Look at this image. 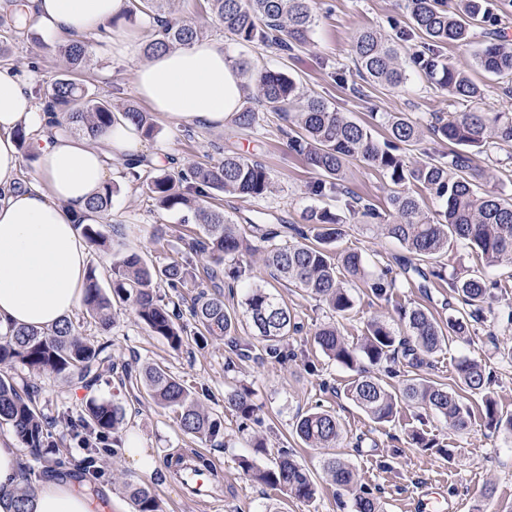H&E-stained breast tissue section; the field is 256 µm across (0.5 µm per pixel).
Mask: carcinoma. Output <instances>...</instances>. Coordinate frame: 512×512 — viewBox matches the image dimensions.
I'll use <instances>...</instances> for the list:
<instances>
[{
    "mask_svg": "<svg viewBox=\"0 0 512 512\" xmlns=\"http://www.w3.org/2000/svg\"><path fill=\"white\" fill-rule=\"evenodd\" d=\"M171 0H131L126 20L133 23L137 16L153 20L152 38L143 51L152 55L159 50L184 46L200 38L195 25L178 19L168 11ZM313 0H206L212 15L238 43L259 44L276 54L290 57L295 47L305 43L314 26ZM408 29L392 43L384 42L372 29L356 33L352 51L359 76L363 80L384 83L397 88L407 81V72L399 63L404 41L417 36L425 52L414 54L413 63L425 70L440 90L452 98L467 102L483 95L481 85L469 74L441 59L434 50L444 45L467 44L476 28L484 22L483 0H467L456 13L448 11L447 0H405ZM65 63L64 73L44 91H36L43 101L47 126L57 125L58 114L67 116L65 131L70 134L96 135L113 123L124 119L133 123L142 136L151 138L156 132L153 116L134 103L115 111L112 104L88 93L75 75L93 61L87 40H71L58 48ZM472 67L488 76L512 77V46L492 38L479 48ZM255 85L259 101L271 112L293 113L289 146L321 177L307 185L314 197H334L344 201L346 209L373 219L381 213L371 204L350 194L340 184L345 165L359 160L376 169L396 186L388 196V215L392 221L383 225L385 233L395 239L407 256L398 264L400 276L411 284L415 278L425 281L437 278L448 281V290L458 298L461 307L448 316L447 324L439 323L432 312L422 306L396 304L403 331H396L385 320L374 319L366 324L363 342L351 346L336 325L327 323L315 333V343L330 359L354 369L359 357L390 375H398L396 365L410 368L402 388L391 391L379 378L360 370L359 375L344 389L345 397L365 412L374 422L392 421L401 405H419L444 418L448 429L461 432L471 421L469 408L461 395L445 384L427 376L432 358L454 340H464L475 327L495 318L494 310L485 307L498 282L477 270L465 275L423 267V262L448 251L453 241L469 250L488 267H512V201L492 192L480 191L487 169L475 163L483 155L496 161L497 150L512 142V114L506 112H450L448 117H435L430 128L439 143L452 148L438 150L419 165L410 166L403 151L420 140V125L406 114L394 112L382 116L386 137L374 136V124L358 121L337 111L322 99L304 97L295 79L281 70L264 69L256 74ZM150 161L144 157L128 163L134 181L146 182L150 198L166 210H193L200 224L196 237L188 243L189 255L163 266H151L137 252L122 255L112 267L108 284H102L96 270L88 271L83 304L87 315L108 329L112 325V308L116 304L133 302L137 317L149 331L165 338L178 351L189 339L204 342L211 338L227 346L233 359L249 357L251 346L236 337V318L224 305L221 293L200 292L190 307L194 329L180 323V314L169 308L158 294L165 284L176 291L193 279L190 255L207 257L205 273L212 287L237 282L241 271L239 258L263 251L266 267L278 282L294 285L318 300L338 316H345L355 306L353 288L361 286L371 295L387 303L393 301L397 276L385 267L376 274L368 270L362 251L344 249L332 251L329 246L340 240L345 231L343 220L325 208H310L305 214L308 232H299L302 241L282 245L275 243L277 233L268 231L258 240L242 233L219 209L204 208L199 200L214 193H232L256 198L264 195L270 181L266 169L259 163L236 153L205 166H195L189 173H157L147 170ZM117 187L108 184L104 192L88 203V212L75 218L90 244L96 248L108 246V238L99 225L110 216L112 196ZM442 203V210L431 218L425 212V196ZM243 305L265 354L285 361L291 354L284 342L301 331L296 315L278 302L268 289L254 285L247 289ZM112 354L109 346L95 344L76 332L69 320L54 330L11 328L0 335V365L8 367L19 362L33 372L49 371L89 384L100 378L109 367ZM460 389L481 396L485 419L490 427L512 432V416L500 415L497 403L490 395L492 379L474 360L463 359L457 365ZM124 385L130 390H145L160 407L174 414L186 435L215 440L224 432L217 414L200 408L184 380L159 365L141 369L124 368ZM40 388L34 383L18 387L12 376L0 373V423L11 426L15 435L40 464L39 473L57 472L60 448L54 437L55 424L49 423L37 408ZM225 403L244 421L258 420L259 408L246 388L230 392ZM87 416L79 426L101 436L112 434V445L120 447L118 438L124 421L123 408L114 403L90 399ZM297 437L312 448H336L342 438L339 421L331 412L318 409L301 416L295 424ZM96 449L90 448L87 459L76 465L87 486L95 484L92 463ZM191 462L197 470L208 474V492L215 490L216 475L206 458L177 455L166 466L170 477L184 480L183 466ZM239 466L245 475L257 483L278 489L302 502H310L317 493L309 472L285 451L275 466L261 468L244 457ZM325 469L338 486L353 489L354 473L350 464L334 455L326 459ZM133 512H163L161 502L145 484L129 487ZM354 512H381L378 499L369 491L358 490L354 495Z\"/></svg>",
    "mask_w": 512,
    "mask_h": 512,
    "instance_id": "carcinoma-1",
    "label": "carcinoma"
}]
</instances>
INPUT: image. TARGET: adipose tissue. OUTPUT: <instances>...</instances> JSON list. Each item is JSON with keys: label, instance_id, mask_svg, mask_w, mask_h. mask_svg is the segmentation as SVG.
I'll return each mask as SVG.
<instances>
[{"label": "adipose tissue", "instance_id": "ef3b65f1", "mask_svg": "<svg viewBox=\"0 0 512 512\" xmlns=\"http://www.w3.org/2000/svg\"><path fill=\"white\" fill-rule=\"evenodd\" d=\"M130 0H28L38 26L60 39L98 32L118 20ZM135 87L152 111L217 127L240 112L246 95L237 64L222 44L198 39L154 53L135 72ZM42 115L15 75L0 69V329H52L72 315L85 284L91 250L74 223L107 183L111 162L132 158L141 136L121 122L101 134V147L84 136L41 130ZM40 129L33 141L42 186L15 190L20 127ZM23 461L0 444V512H13ZM28 512H92L90 500L61 477L43 479Z\"/></svg>", "mask_w": 512, "mask_h": 512}]
</instances>
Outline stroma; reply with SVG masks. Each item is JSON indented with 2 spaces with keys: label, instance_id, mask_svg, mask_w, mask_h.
<instances>
[{
  "label": "stroma",
  "instance_id": "35a3bbf8",
  "mask_svg": "<svg viewBox=\"0 0 512 512\" xmlns=\"http://www.w3.org/2000/svg\"><path fill=\"white\" fill-rule=\"evenodd\" d=\"M202 3L203 0H173L172 8L182 19L203 27L208 38L223 43L233 60L247 58L257 68L285 71L298 79L308 94L357 119L370 120L375 112H403L417 121L425 132L406 152L410 163L427 160L435 148L434 138L427 132L434 113H512V97H502L496 81L471 67L477 43L488 35L512 39V0H486L487 17L476 31L475 42L438 50L445 61L470 70L472 78L484 88L482 99L463 104L450 103L447 94L437 91L421 71H412L405 86L398 89L367 83L359 77L352 53L355 33L371 27L383 37H394L397 27L407 24L404 0H315L313 31L288 59L263 47L243 46L228 39ZM0 41L9 46V67L21 80H32L34 89H46L63 69L56 52L57 39L46 35L35 22H28L22 34L0 28ZM145 60L142 54L133 58L98 54L81 77L91 91L120 107L130 101L138 102L134 76ZM255 98L251 91L244 101L245 106L256 111L251 129L241 130L231 119L225 120L219 129H200L160 116L156 119V137L142 139L140 153L150 159L160 158L161 169L172 173L219 161L231 153L258 161L270 176L271 189L267 195L242 198L223 194L212 201L232 223L249 232L256 228L275 231L278 243L288 244L298 241L300 231L306 230V211L323 206L340 214L345 224L342 247L362 250L376 271L394 264L404 250L380 226L368 225L366 217L349 213L343 203L306 193L305 186L316 179V172L289 150L288 137L283 132L285 120L258 106ZM108 181L118 191L102 230L115 233L116 238L113 250L90 252L89 265L99 278L109 281L120 251L139 253L157 266L180 257L184 252L183 236L198 229L193 215L157 207L141 183L129 181L123 163L113 164ZM344 182L355 195L372 199L380 206L392 189L387 178L356 160L345 170ZM160 229L167 238L161 248L153 243ZM242 281L241 287L224 292V302L238 320V337L249 343L256 340L242 306L244 285L273 289L278 300L296 313L303 326L302 332L288 341L293 359H249L227 369L223 342L192 343L173 350L164 338L153 335L138 321L129 302L115 307L113 323L107 329L101 328L84 308H77L71 316L81 336L109 344L115 366L128 362L142 367L158 364L192 386L203 407L224 419V436L218 440L209 442L184 434L172 413L157 406L147 395L129 394L120 386L118 376H103L88 390L50 372H32L18 362L9 366L8 372L17 382L40 387L37 405L48 417L65 411L74 417L83 415L86 402L92 397L113 399L124 407L123 436L137 439L141 448L156 460L157 467L153 473H145L125 454L103 448L98 457L101 475L96 481L95 500L106 504V512H132L128 496L132 483L150 485L164 512H202L197 499L173 482L164 468L169 456L185 448L206 455L221 474L223 489L214 497V512H264L269 505L280 507L281 512H352L351 492L333 485L323 469V450L306 447L294 433L297 417L317 407L336 414L343 435L337 452L353 466L356 486L380 497L384 512H409L408 505L424 481L444 483L449 499L462 503V512H512V435L488 426L481 396L467 397L471 422L461 432L449 431L442 417L415 407L402 411L395 421L377 424L341 394L342 388L355 378V370L330 360L314 341L317 328L332 321L350 345H359L367 321L380 318L399 325L395 309L399 303L427 307L438 321H447V289L433 283L424 293L402 282L395 288V301L390 304L369 297L364 289L358 288L354 291V310L336 319L324 305L301 290L275 284L262 254L244 258ZM510 347L512 325L497 322L477 328L469 341L455 342L436 356L435 377L449 388H457L459 360L477 361L493 377L490 391L499 411L512 414V363L501 355L502 350ZM242 386L248 387L259 408L258 423L246 428L235 412L224 406L225 393ZM417 429L434 440L433 448L412 443L409 435ZM257 437L266 442L265 452H255L252 442ZM284 448L293 449L298 462L316 482L318 492L312 502L297 501L250 480L238 464L241 457L247 456L255 458L261 466H274Z\"/></svg>",
  "mask_w": 512,
  "mask_h": 512
}]
</instances>
